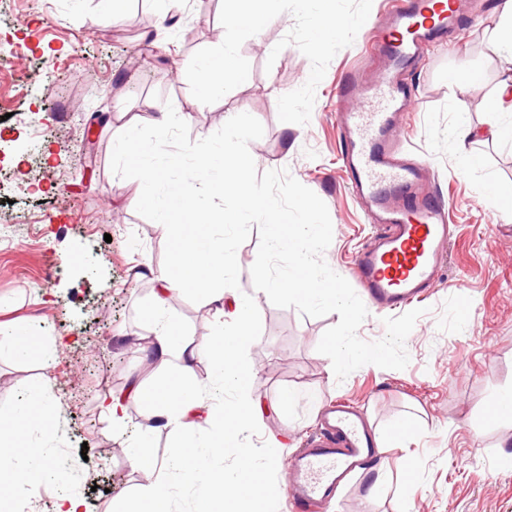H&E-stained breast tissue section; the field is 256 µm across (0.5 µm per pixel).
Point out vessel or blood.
Instances as JSON below:
<instances>
[{"mask_svg": "<svg viewBox=\"0 0 512 512\" xmlns=\"http://www.w3.org/2000/svg\"><path fill=\"white\" fill-rule=\"evenodd\" d=\"M461 7L462 0H385L364 25L366 45L368 52L388 54L393 67L370 87L349 80L342 88L357 101L342 115L344 163L376 228L355 259L353 276L375 310H400L425 299L451 239L447 202L422 194L421 170L403 155L395 131L407 99L400 68L421 44L442 38ZM377 453L356 411L338 406L322 432L288 457L286 493L304 512H316L335 497L344 476Z\"/></svg>", "mask_w": 512, "mask_h": 512, "instance_id": "vessel-or-blood-1", "label": "vessel or blood"}]
</instances>
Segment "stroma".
Returning <instances> with one entry per match:
<instances>
[{
  "instance_id": "1",
  "label": "stroma",
  "mask_w": 512,
  "mask_h": 512,
  "mask_svg": "<svg viewBox=\"0 0 512 512\" xmlns=\"http://www.w3.org/2000/svg\"><path fill=\"white\" fill-rule=\"evenodd\" d=\"M222 0H0V327L40 337L44 359L20 361L0 348V414L49 385L56 403L57 436L50 460H74L64 483L34 487L31 512H53L61 490L78 492L86 512H120L143 488L128 445L150 431L159 468L155 478L170 493L172 512H194L195 493L170 463L174 440L162 422H149L141 402L127 404L116 427L98 409L99 389L123 393L133 379L152 384L161 369L145 339L153 324L143 312L153 298L147 266L167 265L171 240L158 222L136 211L142 186L115 176L110 160L116 137L152 123L157 110L185 117L191 139L217 131L229 114L258 119L263 136L249 145L258 172L288 171L326 204L333 239L323 258L344 278L372 235L339 157L344 138L338 116L347 104L340 84L365 53L363 36L340 50L315 92L307 124L278 119L277 100L306 83L310 61L296 45L281 46L294 18L283 14L240 52L250 64L245 83L205 105L188 84L173 78L192 55L219 45ZM498 0H467L457 27L424 48L401 73L412 90L403 142L407 157L423 164L424 189L444 197L456 232L424 300L426 309L405 341L402 370L367 364L344 381L328 379L327 356L316 347L338 323L274 306L256 292L250 269L258 234L237 251L239 295L254 309L244 356L258 372L255 394L265 407L261 423L240 446L263 457L276 438L288 457L323 427V412L339 401L357 406L366 421L388 428L411 417L413 439L381 449L351 473L321 512H356L372 483L380 488L373 512H512V422L487 423L486 411L512 388V224L494 219L487 182L512 186V142H484L481 166L460 169L448 142L458 113L485 119L484 100L506 67L486 49V28ZM278 57H271L273 47ZM482 74L463 98L448 91L461 60ZM95 127L93 159L83 151L84 118ZM78 263H70V256ZM469 316L460 319L459 307ZM169 317L198 345L212 339L213 310L198 298L174 295ZM64 351H57L60 339ZM292 393L280 406L283 393ZM387 478H380V468Z\"/></svg>"
}]
</instances>
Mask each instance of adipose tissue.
<instances>
[{
	"label": "adipose tissue",
	"mask_w": 512,
	"mask_h": 512,
	"mask_svg": "<svg viewBox=\"0 0 512 512\" xmlns=\"http://www.w3.org/2000/svg\"><path fill=\"white\" fill-rule=\"evenodd\" d=\"M488 46L492 54L506 58L509 66L485 103L486 112L493 116L492 122L474 124L462 117L451 130L449 139L456 147L459 164L465 168L477 162L469 144L512 139V124L498 120L499 114L512 112V0H501L495 8ZM197 159L195 171L164 208L161 227L173 238L170 263L146 270L155 285L154 301L146 315L155 326L152 345L156 361L165 373L153 388L135 381L126 397L104 396L100 408L118 424L125 419L127 400L132 399L145 402L150 417L163 419L175 441L173 458L178 469L199 485L195 512H259L260 503L279 494L278 486L265 477L266 468L278 463L279 457L272 447L260 462L252 454L235 449L239 434L252 429L263 416V407L253 393L255 373L242 358L249 343L253 307L231 289L217 294L211 288L213 275L227 269L223 248L213 242L211 230L230 221L233 214L210 206L217 195L248 206L255 205L256 199L249 186L244 155L225 157L224 182L220 185L207 177L214 163L212 155L201 152ZM179 293L217 301L227 310L228 322H217L208 346L197 345L178 323L166 318L170 297ZM201 358L210 362L219 372L223 386L235 394L234 401L225 403L223 408L210 406L194 381L192 366ZM203 412L211 420V441L205 449L194 441L197 419ZM35 425L44 438L56 434L54 399L49 388L36 391L12 415L0 418V512H18L20 500L29 494L34 483L62 479L61 466L52 463L44 447L32 441L30 429ZM230 451L236 454L234 467L224 470L211 465V458ZM128 458L150 482L122 512H170L167 490L151 480L157 462L147 439L130 443Z\"/></svg>",
	"instance_id": "ef3b65f1"
}]
</instances>
